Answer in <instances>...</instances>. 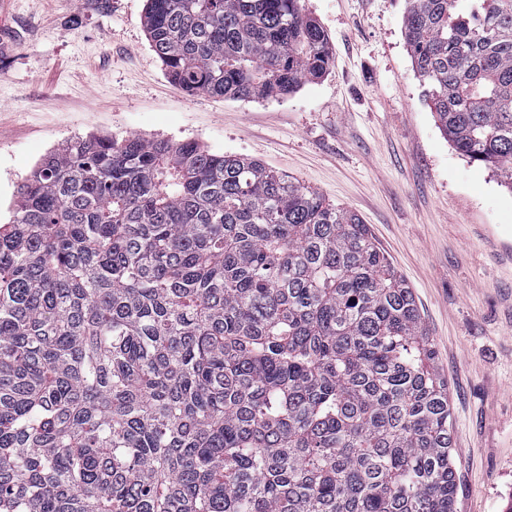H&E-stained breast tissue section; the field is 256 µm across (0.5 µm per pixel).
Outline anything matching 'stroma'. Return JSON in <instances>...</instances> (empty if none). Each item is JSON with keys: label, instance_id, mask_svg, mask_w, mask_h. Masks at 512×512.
<instances>
[{"label": "stroma", "instance_id": "stroma-1", "mask_svg": "<svg viewBox=\"0 0 512 512\" xmlns=\"http://www.w3.org/2000/svg\"><path fill=\"white\" fill-rule=\"evenodd\" d=\"M145 0H7L0 25V220L50 151L89 134L193 140L262 162L368 224L412 288L448 378L457 512H512V189L438 128L405 0H303L327 73L284 99L185 93Z\"/></svg>", "mask_w": 512, "mask_h": 512}]
</instances>
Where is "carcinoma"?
I'll return each instance as SVG.
<instances>
[{"mask_svg":"<svg viewBox=\"0 0 512 512\" xmlns=\"http://www.w3.org/2000/svg\"><path fill=\"white\" fill-rule=\"evenodd\" d=\"M188 93L330 67L302 0H146ZM435 121L512 189V0H406ZM0 512H456L448 378L358 215L194 141L76 136L0 224Z\"/></svg>","mask_w":512,"mask_h":512,"instance_id":"obj_1","label":"carcinoma"}]
</instances>
